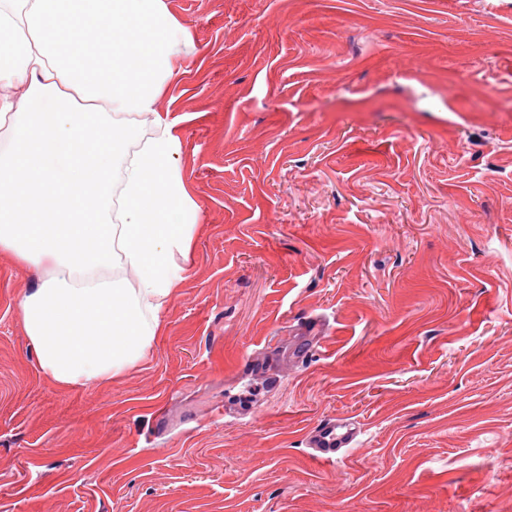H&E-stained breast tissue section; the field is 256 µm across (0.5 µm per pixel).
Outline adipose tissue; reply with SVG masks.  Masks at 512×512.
<instances>
[{
    "label": "adipose tissue",
    "mask_w": 512,
    "mask_h": 512,
    "mask_svg": "<svg viewBox=\"0 0 512 512\" xmlns=\"http://www.w3.org/2000/svg\"><path fill=\"white\" fill-rule=\"evenodd\" d=\"M194 51L166 0H0V255L44 379L142 361L193 265L200 208L161 100Z\"/></svg>",
    "instance_id": "adipose-tissue-1"
}]
</instances>
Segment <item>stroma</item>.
<instances>
[{
  "mask_svg": "<svg viewBox=\"0 0 512 512\" xmlns=\"http://www.w3.org/2000/svg\"><path fill=\"white\" fill-rule=\"evenodd\" d=\"M166 2L195 263L144 361L64 391L0 259V512H512V0ZM361 434L360 423L353 417L336 415L322 419L306 436L311 458L321 463L345 458L357 447Z\"/></svg>",
  "mask_w": 512,
  "mask_h": 512,
  "instance_id": "stroma-1",
  "label": "stroma"
}]
</instances>
